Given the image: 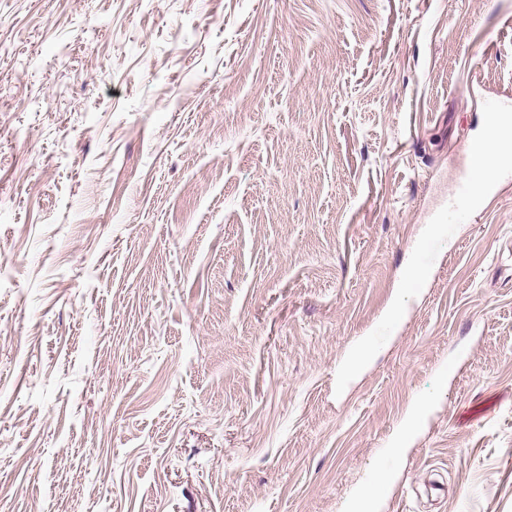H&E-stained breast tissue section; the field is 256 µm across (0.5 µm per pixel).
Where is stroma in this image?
I'll use <instances>...</instances> for the list:
<instances>
[{"label":"stroma","mask_w":512,"mask_h":512,"mask_svg":"<svg viewBox=\"0 0 512 512\" xmlns=\"http://www.w3.org/2000/svg\"><path fill=\"white\" fill-rule=\"evenodd\" d=\"M495 99L512 0H0V512H512ZM483 145L490 159L498 165H512V154H503L500 150V135L493 131L486 123ZM489 163L482 144H477L471 154V159L464 175L459 179L453 193L449 207L437 211L431 224H446L448 211H461L474 202L477 192L492 189L496 176L500 173V166ZM386 480L383 470L377 469L373 474L372 481L363 482L357 486L351 496L353 508H347V512H375L380 498V488Z\"/></svg>","instance_id":"obj_1"}]
</instances>
